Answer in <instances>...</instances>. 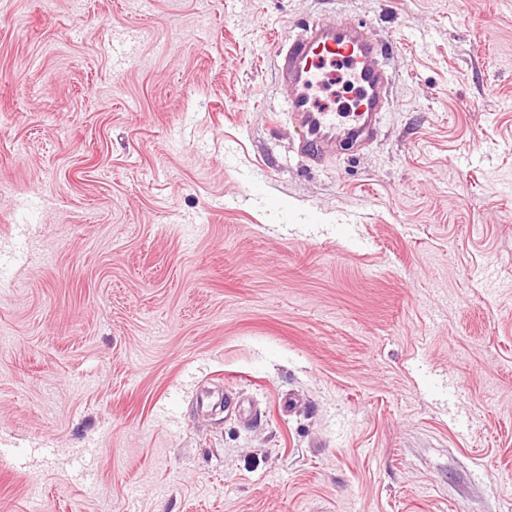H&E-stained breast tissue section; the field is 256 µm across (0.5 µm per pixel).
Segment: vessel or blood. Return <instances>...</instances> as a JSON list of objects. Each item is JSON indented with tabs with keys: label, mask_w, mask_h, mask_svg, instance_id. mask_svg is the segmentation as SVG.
<instances>
[{
	"label": "vessel or blood",
	"mask_w": 512,
	"mask_h": 512,
	"mask_svg": "<svg viewBox=\"0 0 512 512\" xmlns=\"http://www.w3.org/2000/svg\"><path fill=\"white\" fill-rule=\"evenodd\" d=\"M277 71L288 87L287 112L299 128L298 152L310 165H320L329 149L347 142L366 147L376 137L388 108L385 88L391 74L384 42L365 25L327 15L276 52ZM352 65L351 77L362 98L355 109L329 107L319 91L333 77V67Z\"/></svg>",
	"instance_id": "b4317fda"
}]
</instances>
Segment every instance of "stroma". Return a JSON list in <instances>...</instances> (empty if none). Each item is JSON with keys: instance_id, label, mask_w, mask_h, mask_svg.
<instances>
[{"instance_id": "35a3bbf8", "label": "stroma", "mask_w": 512, "mask_h": 512, "mask_svg": "<svg viewBox=\"0 0 512 512\" xmlns=\"http://www.w3.org/2000/svg\"><path fill=\"white\" fill-rule=\"evenodd\" d=\"M327 14L389 108L309 167ZM0 512H512V0H0ZM387 55L386 44L372 37L365 25L336 15L322 17L277 50V71L288 86V117L300 129L298 152L308 164L320 165L337 143L364 148L375 139L388 108ZM348 62L362 98L354 110L336 112L318 91L333 78L330 68Z\"/></svg>"}]
</instances>
